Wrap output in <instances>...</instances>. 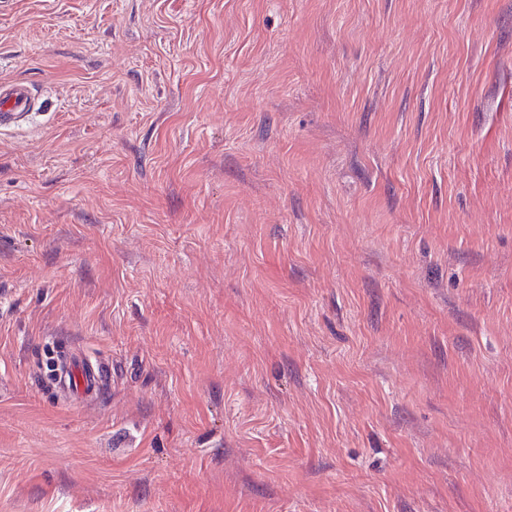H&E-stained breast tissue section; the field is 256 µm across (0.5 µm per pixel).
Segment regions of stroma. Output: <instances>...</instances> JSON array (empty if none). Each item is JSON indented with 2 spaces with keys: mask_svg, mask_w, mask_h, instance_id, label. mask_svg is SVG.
<instances>
[{
  "mask_svg": "<svg viewBox=\"0 0 512 512\" xmlns=\"http://www.w3.org/2000/svg\"><path fill=\"white\" fill-rule=\"evenodd\" d=\"M14 80L0 512H512V0H0ZM33 109L31 88L24 82H0V129L19 125ZM111 369L101 361L91 362L87 358L60 354L53 370V385L59 397L66 398L73 389L86 395L99 394L109 383Z\"/></svg>",
  "mask_w": 512,
  "mask_h": 512,
  "instance_id": "stroma-1",
  "label": "stroma"
}]
</instances>
